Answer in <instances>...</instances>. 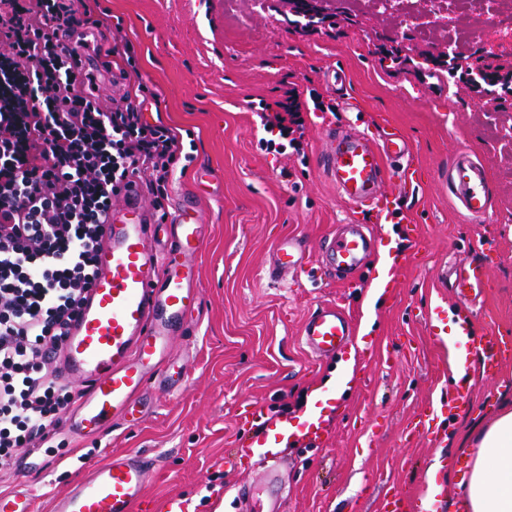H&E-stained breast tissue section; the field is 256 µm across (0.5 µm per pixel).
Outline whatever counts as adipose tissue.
<instances>
[{
    "label": "adipose tissue",
    "instance_id": "obj_1",
    "mask_svg": "<svg viewBox=\"0 0 512 512\" xmlns=\"http://www.w3.org/2000/svg\"><path fill=\"white\" fill-rule=\"evenodd\" d=\"M470 454L469 477L459 485L468 512H512V410L475 431Z\"/></svg>",
    "mask_w": 512,
    "mask_h": 512
}]
</instances>
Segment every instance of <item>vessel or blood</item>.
Instances as JSON below:
<instances>
[{
    "label": "vessel or blood",
    "instance_id": "1",
    "mask_svg": "<svg viewBox=\"0 0 512 512\" xmlns=\"http://www.w3.org/2000/svg\"><path fill=\"white\" fill-rule=\"evenodd\" d=\"M321 129L324 143L316 165L339 196L353 208L374 211L379 222L396 212L400 197L417 182L408 137L395 128L376 139L331 121ZM449 171L450 191L461 209L472 221H483L490 210L485 171L464 151L455 154ZM142 196L140 186L126 188L122 205L109 213L86 302L55 357L61 378L83 388L67 413L68 421L82 434L104 432L134 410L151 377L165 364L172 338L183 330L189 310L200 300L195 287L196 258L204 247L199 206L189 197L180 200L168 219L171 245L159 252L149 243ZM477 250L478 260L458 263L450 273L448 284L459 299L457 309L448 310L439 302L429 307L427 317L438 326L454 321L457 335L465 337L479 355L484 373L492 376L504 362L512 361V342L471 333L473 303L486 291L487 258L495 253L496 245L483 240ZM378 253L379 240L371 226L345 224L339 233L326 238L315 267L306 262L300 239L280 238L270 258L269 274L275 279L305 276L312 281L330 277L349 281ZM354 335L353 319L337 302L315 309L301 328L304 345L319 361L353 346ZM470 395L468 377H459L454 401L422 407L412 422V433L437 440L435 420L463 414ZM324 434L316 416L296 426L284 421L240 442L232 463L244 465L259 449L291 435L318 441ZM265 468L262 486L240 488L238 497L256 498L259 512H283L280 463L272 459ZM154 470V458L142 451L115 453L95 465H80L69 489L55 499L53 512H134ZM419 508L417 498L396 490L385 493L379 512H418ZM0 512H37L35 490L0 493Z\"/></svg>",
    "mask_w": 512,
    "mask_h": 512
}]
</instances>
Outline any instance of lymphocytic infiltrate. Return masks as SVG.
<instances>
[{
    "label": "lymphocytic infiltrate",
    "mask_w": 512,
    "mask_h": 512,
    "mask_svg": "<svg viewBox=\"0 0 512 512\" xmlns=\"http://www.w3.org/2000/svg\"><path fill=\"white\" fill-rule=\"evenodd\" d=\"M92 0H0V461L51 444L76 388L60 350L90 290L103 224L126 181L164 187L172 129L141 120L130 94L105 98L80 68ZM320 100L297 89L261 102L267 150L301 151Z\"/></svg>",
    "instance_id": "f902f5d3"
}]
</instances>
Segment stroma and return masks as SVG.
<instances>
[{"mask_svg":"<svg viewBox=\"0 0 512 512\" xmlns=\"http://www.w3.org/2000/svg\"><path fill=\"white\" fill-rule=\"evenodd\" d=\"M297 9L296 0H98L103 24L92 29L91 47L106 51L119 38L132 44L143 119L169 126L181 142L157 202L172 212L191 189L204 217L202 303L170 352L189 377L177 390L150 384L134 421L102 434L60 427L42 468L0 465V490L34 486L40 512H51L77 458L93 464L141 450L157 457L159 469L135 512H159L170 496L194 512H242L239 487L263 477L260 464L227 462L234 444L253 433L244 411L259 404L270 421L296 422L318 390L328 396L324 442L277 451L285 512H377L385 491L418 495L446 483L468 460L470 432L512 406V362L488 380L472 355V409L440 423L441 442L402 439L419 406L453 393L443 376L448 340L432 333L423 314L441 298L456 306L448 268L473 256L486 237L497 241L499 255L471 327L478 336L512 338V92L500 84L488 96L469 76L492 66L512 75V0H393L388 7L321 0L312 24ZM450 48L459 65L452 73L444 61ZM293 86L320 94L336 120L374 136L393 125L410 138L420 180L403 207L422 246L398 270L402 293L378 294L374 261L353 288L327 279L268 281L280 237L302 238L313 264L328 234L371 219L352 215L318 171L317 120L307 123L303 154L262 148L256 106ZM459 150L486 170V222L470 221L449 193L448 167ZM336 300L357 318L360 346L318 362L301 344V325ZM350 359L357 372L348 378L342 367ZM439 460L446 467L438 471Z\"/></svg>","mask_w":512,"mask_h":512,"instance_id":"stroma-1","label":"stroma"}]
</instances>
